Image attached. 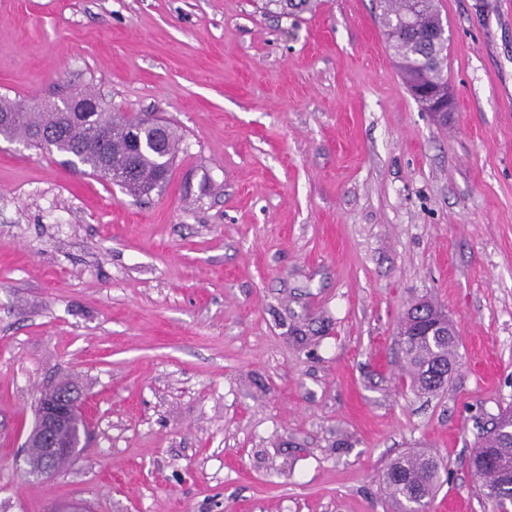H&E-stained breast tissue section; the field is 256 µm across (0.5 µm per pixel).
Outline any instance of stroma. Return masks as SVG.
<instances>
[{
    "label": "stroma",
    "instance_id": "obj_1",
    "mask_svg": "<svg viewBox=\"0 0 512 512\" xmlns=\"http://www.w3.org/2000/svg\"><path fill=\"white\" fill-rule=\"evenodd\" d=\"M447 120L375 0H0V98L93 86L183 137L135 197L0 138V512H397L380 484L441 460L431 512H491L471 459L512 405V0H436ZM429 296L459 340L413 390L398 324ZM86 393L51 479L20 449L41 390Z\"/></svg>",
    "mask_w": 512,
    "mask_h": 512
}]
</instances>
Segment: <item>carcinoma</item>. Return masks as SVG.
Here are the masks:
<instances>
[{
	"mask_svg": "<svg viewBox=\"0 0 512 512\" xmlns=\"http://www.w3.org/2000/svg\"><path fill=\"white\" fill-rule=\"evenodd\" d=\"M381 12L389 48L408 86L423 81L446 88L448 79L433 63L435 47L428 31L439 15L435 0H376ZM310 0H264L263 9L274 6L288 16L303 10ZM0 136L35 146L37 137H56V151L90 168L101 176L103 165L121 177L118 186L130 194L142 195L163 186L161 171L172 166L180 136L167 123L150 119H129L108 112L96 124L109 125L107 135L94 141L92 122L72 120L67 112H25L0 99ZM447 320L432 300H420L405 313L399 341L405 369L412 384L423 393H433L448 383L449 366L455 364L458 339L455 336H415L411 329ZM497 431H491L477 446L472 458L475 490L491 512H508L512 507V408L499 416ZM440 461L418 452L400 456L382 470L379 479L387 494L399 503L402 512H426L441 487Z\"/></svg>",
	"mask_w": 512,
	"mask_h": 512,
	"instance_id": "carcinoma-1",
	"label": "carcinoma"
}]
</instances>
